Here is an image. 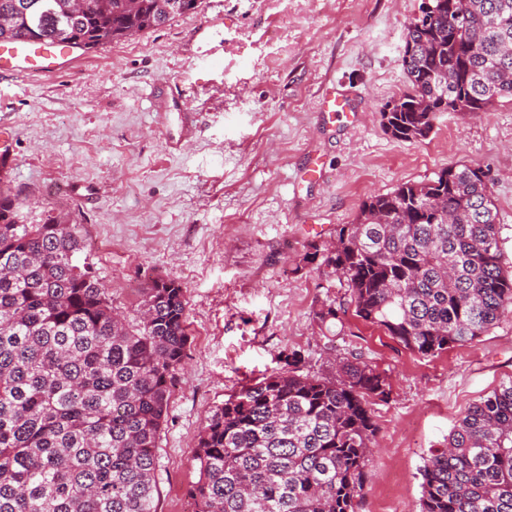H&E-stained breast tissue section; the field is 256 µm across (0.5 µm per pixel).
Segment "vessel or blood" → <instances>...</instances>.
<instances>
[{
  "instance_id": "b4317fda",
  "label": "vessel or blood",
  "mask_w": 512,
  "mask_h": 512,
  "mask_svg": "<svg viewBox=\"0 0 512 512\" xmlns=\"http://www.w3.org/2000/svg\"><path fill=\"white\" fill-rule=\"evenodd\" d=\"M77 59L75 47L66 43L0 41V76L45 74L67 68Z\"/></svg>"
}]
</instances>
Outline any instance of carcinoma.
Returning <instances> with one entry per match:
<instances>
[{"label": "carcinoma", "mask_w": 512, "mask_h": 512, "mask_svg": "<svg viewBox=\"0 0 512 512\" xmlns=\"http://www.w3.org/2000/svg\"><path fill=\"white\" fill-rule=\"evenodd\" d=\"M201 0H0V40L93 51L156 29ZM408 90L383 113L402 141L441 113L512 99V0H428L408 25ZM0 157V512H157L159 439L190 334L183 288L153 278L138 316L79 264L80 225L50 207L29 224ZM305 260L343 278L348 297L318 313L354 316L434 356L486 334L512 306L485 175L441 170L368 197L335 240ZM284 366L213 410L188 489L196 512H354L376 447L370 399L385 374L345 358L333 377ZM419 512H512V381L471 406L429 450Z\"/></svg>", "instance_id": "1"}]
</instances>
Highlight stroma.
<instances>
[{
    "label": "stroma",
    "mask_w": 512,
    "mask_h": 512,
    "mask_svg": "<svg viewBox=\"0 0 512 512\" xmlns=\"http://www.w3.org/2000/svg\"><path fill=\"white\" fill-rule=\"evenodd\" d=\"M422 0H202L196 12L85 54L38 78L0 76V132L13 194L55 206L88 263L135 314L160 277L185 291L191 344L160 439L158 512H181L198 436L243 383L299 351L310 373L360 354L386 374L373 400L378 451L355 512H419L420 469L469 406L512 381V312L477 341L436 356L346 314L316 312L345 290L305 262L369 196L465 164L480 169L512 273V101L445 112L428 138L385 133L406 89V28ZM348 94L336 120L326 90Z\"/></svg>",
    "instance_id": "35a3bbf8"
}]
</instances>
